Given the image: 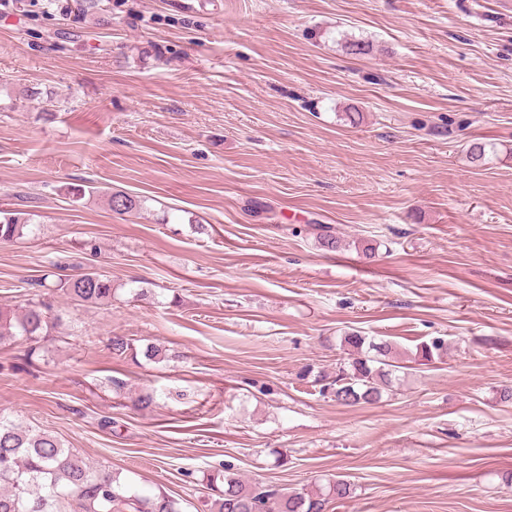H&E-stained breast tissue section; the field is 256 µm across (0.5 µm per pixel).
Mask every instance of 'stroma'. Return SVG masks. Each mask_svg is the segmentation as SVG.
<instances>
[{
    "instance_id": "35a3bbf8",
    "label": "stroma",
    "mask_w": 512,
    "mask_h": 512,
    "mask_svg": "<svg viewBox=\"0 0 512 512\" xmlns=\"http://www.w3.org/2000/svg\"><path fill=\"white\" fill-rule=\"evenodd\" d=\"M1 207L34 233L0 305L61 325L0 344V412L191 504L229 466L345 476L330 512H512V0H0ZM91 268L112 304L40 288ZM351 330L401 352L379 402L313 379Z\"/></svg>"
}]
</instances>
